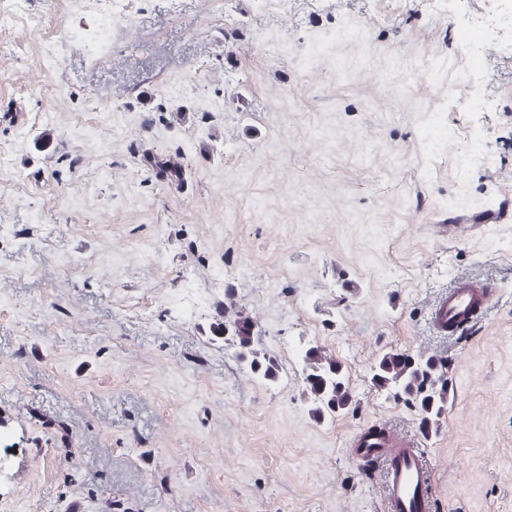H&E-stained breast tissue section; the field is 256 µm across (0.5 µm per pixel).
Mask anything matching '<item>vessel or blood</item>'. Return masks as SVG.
Returning <instances> with one entry per match:
<instances>
[{
  "label": "vessel or blood",
  "mask_w": 512,
  "mask_h": 512,
  "mask_svg": "<svg viewBox=\"0 0 512 512\" xmlns=\"http://www.w3.org/2000/svg\"><path fill=\"white\" fill-rule=\"evenodd\" d=\"M496 295L486 280L458 278L436 299L429 322L437 334L460 340L484 320ZM348 451L356 463H377L384 512H437L432 468L416 435L375 422L351 440Z\"/></svg>",
  "instance_id": "obj_1"
}]
</instances>
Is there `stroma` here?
Masks as SVG:
<instances>
[{
	"mask_svg": "<svg viewBox=\"0 0 512 512\" xmlns=\"http://www.w3.org/2000/svg\"><path fill=\"white\" fill-rule=\"evenodd\" d=\"M497 5L114 0L95 63L86 0H0V512H383L347 452L376 420L420 436L440 512H512V56L457 37ZM431 112L483 159L429 155ZM227 263L251 280L174 304ZM458 277L499 298L454 348L427 310ZM387 353L447 362L438 419L373 380ZM103 1L106 0H95L93 2L94 13L97 17V25L93 34L88 36L82 30H75L71 34V38L83 43L89 56L100 63L106 59L112 41V30L115 26V16L112 13V8H102L100 5ZM309 377L315 381L318 391H323L328 397V406H336L338 409H342V406L350 404L351 400L345 389L344 378L337 371L336 373L330 371V374L325 375L311 374Z\"/></svg>",
	"mask_w": 512,
	"mask_h": 512,
	"instance_id": "35a3bbf8",
	"label": "stroma"
}]
</instances>
